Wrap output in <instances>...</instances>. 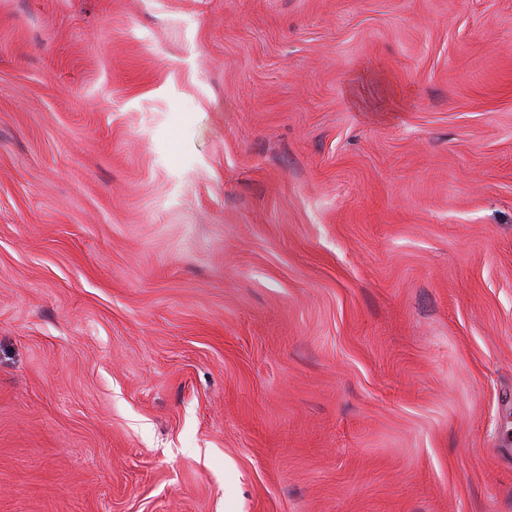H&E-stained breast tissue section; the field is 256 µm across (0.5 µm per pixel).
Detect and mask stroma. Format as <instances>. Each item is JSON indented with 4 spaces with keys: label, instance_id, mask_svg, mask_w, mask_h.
Returning a JSON list of instances; mask_svg holds the SVG:
<instances>
[{
    "label": "stroma",
    "instance_id": "stroma-1",
    "mask_svg": "<svg viewBox=\"0 0 512 512\" xmlns=\"http://www.w3.org/2000/svg\"><path fill=\"white\" fill-rule=\"evenodd\" d=\"M0 512H512V0H0Z\"/></svg>",
    "mask_w": 512,
    "mask_h": 512
}]
</instances>
